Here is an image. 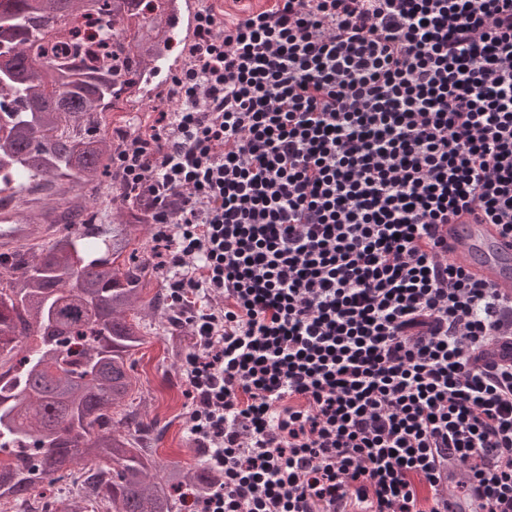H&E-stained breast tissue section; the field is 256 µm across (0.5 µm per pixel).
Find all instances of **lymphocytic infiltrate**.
Listing matches in <instances>:
<instances>
[{
  "label": "lymphocytic infiltrate",
  "instance_id": "obj_1",
  "mask_svg": "<svg viewBox=\"0 0 512 512\" xmlns=\"http://www.w3.org/2000/svg\"><path fill=\"white\" fill-rule=\"evenodd\" d=\"M184 51L112 167L193 329L190 512H452L447 470L512 512V296L437 239L512 237V0L200 10Z\"/></svg>",
  "mask_w": 512,
  "mask_h": 512
}]
</instances>
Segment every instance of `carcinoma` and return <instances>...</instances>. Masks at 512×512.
Masks as SVG:
<instances>
[{
	"label": "carcinoma",
	"instance_id": "cac0c4a2",
	"mask_svg": "<svg viewBox=\"0 0 512 512\" xmlns=\"http://www.w3.org/2000/svg\"><path fill=\"white\" fill-rule=\"evenodd\" d=\"M165 2L0 0V203L29 196L25 223L73 227L0 259V500L25 504L39 487L50 512H187L180 493L211 478L142 443L135 355L149 331L127 313L160 272L138 247L139 212L120 196L94 223L68 195L114 182L100 116L151 61L114 40L119 11L143 15L144 46ZM57 36L65 57L48 46Z\"/></svg>",
	"mask_w": 512,
	"mask_h": 512
}]
</instances>
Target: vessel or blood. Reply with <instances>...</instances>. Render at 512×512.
<instances>
[{"instance_id":"obj_1","label":"vessel or blood","mask_w":512,"mask_h":512,"mask_svg":"<svg viewBox=\"0 0 512 512\" xmlns=\"http://www.w3.org/2000/svg\"><path fill=\"white\" fill-rule=\"evenodd\" d=\"M195 12L194 0H176L169 16L171 27L192 33ZM180 67L181 61L176 57L163 56L155 60L147 76L144 101H153L157 87L163 86ZM39 232L37 225L16 223L14 214H0V245L33 237ZM443 235L448 244L449 259L462 261L476 278L500 292L512 293V239L502 236L496 226L477 224L468 217L444 225Z\"/></svg>"}]
</instances>
